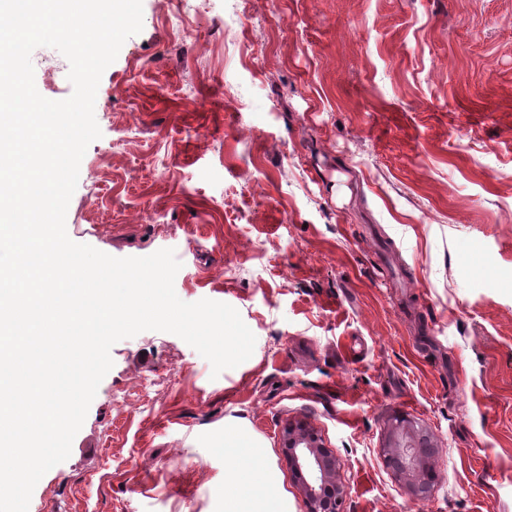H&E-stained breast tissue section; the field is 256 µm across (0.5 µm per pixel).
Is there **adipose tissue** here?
<instances>
[{
	"label": "adipose tissue",
	"instance_id": "adipose-tissue-1",
	"mask_svg": "<svg viewBox=\"0 0 512 512\" xmlns=\"http://www.w3.org/2000/svg\"><path fill=\"white\" fill-rule=\"evenodd\" d=\"M224 512H288L267 443L240 422L224 425Z\"/></svg>",
	"mask_w": 512,
	"mask_h": 512
}]
</instances>
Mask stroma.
Here are the masks:
<instances>
[{
    "instance_id": "35a3bbf8",
    "label": "stroma",
    "mask_w": 512,
    "mask_h": 512,
    "mask_svg": "<svg viewBox=\"0 0 512 512\" xmlns=\"http://www.w3.org/2000/svg\"><path fill=\"white\" fill-rule=\"evenodd\" d=\"M31 60L43 97L71 95L60 52ZM94 113L69 238L174 249L177 296L234 307L256 343L216 378L175 334L115 343L29 512H224L228 421L306 512L295 419L347 512H512V0H143ZM397 417L437 447L421 501L384 464ZM281 448L306 498L307 512H345L340 463L306 421H288Z\"/></svg>"
}]
</instances>
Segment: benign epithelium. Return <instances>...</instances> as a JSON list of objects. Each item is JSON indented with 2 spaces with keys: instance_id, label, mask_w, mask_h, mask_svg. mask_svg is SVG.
Returning a JSON list of instances; mask_svg holds the SVG:
<instances>
[{
  "instance_id": "7a95c632",
  "label": "benign epithelium",
  "mask_w": 512,
  "mask_h": 512,
  "mask_svg": "<svg viewBox=\"0 0 512 512\" xmlns=\"http://www.w3.org/2000/svg\"><path fill=\"white\" fill-rule=\"evenodd\" d=\"M385 462L404 483L414 500H422L431 486L422 474L435 471L433 444L409 420L396 418L387 424ZM281 448L306 498L307 512H345V487L340 463L321 436L306 421L287 422Z\"/></svg>"
}]
</instances>
